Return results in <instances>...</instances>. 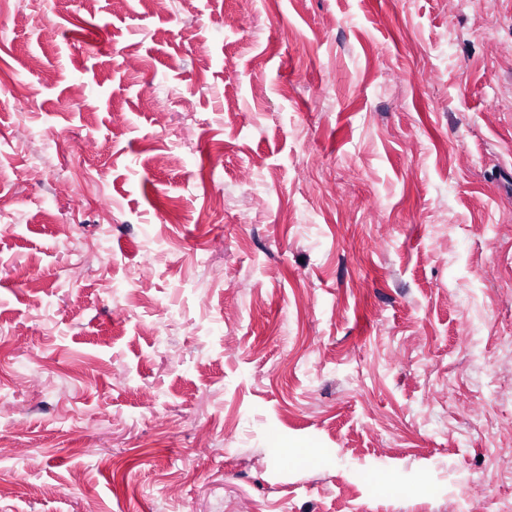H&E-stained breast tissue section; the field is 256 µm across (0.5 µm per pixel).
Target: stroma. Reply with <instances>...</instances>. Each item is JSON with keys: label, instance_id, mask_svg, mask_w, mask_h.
I'll use <instances>...</instances> for the list:
<instances>
[{"label": "stroma", "instance_id": "35a3bbf8", "mask_svg": "<svg viewBox=\"0 0 512 512\" xmlns=\"http://www.w3.org/2000/svg\"><path fill=\"white\" fill-rule=\"evenodd\" d=\"M0 394V512H505L512 0H0Z\"/></svg>", "mask_w": 512, "mask_h": 512}]
</instances>
